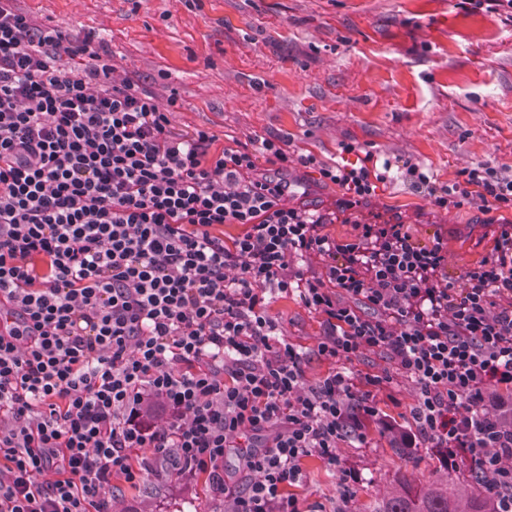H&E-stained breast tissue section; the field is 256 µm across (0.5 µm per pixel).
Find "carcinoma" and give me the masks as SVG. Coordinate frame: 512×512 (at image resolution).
Here are the masks:
<instances>
[{
  "label": "carcinoma",
  "mask_w": 512,
  "mask_h": 512,
  "mask_svg": "<svg viewBox=\"0 0 512 512\" xmlns=\"http://www.w3.org/2000/svg\"><path fill=\"white\" fill-rule=\"evenodd\" d=\"M499 492L471 470L470 479L444 471L422 485L408 481L384 494L370 512H498Z\"/></svg>",
  "instance_id": "carcinoma-1"
}]
</instances>
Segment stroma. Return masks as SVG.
Here are the masks:
<instances>
[{
  "instance_id": "35a3bbf8",
  "label": "stroma",
  "mask_w": 512,
  "mask_h": 512,
  "mask_svg": "<svg viewBox=\"0 0 512 512\" xmlns=\"http://www.w3.org/2000/svg\"><path fill=\"white\" fill-rule=\"evenodd\" d=\"M458 0H15L35 20L71 38L94 34L110 55L114 76L146 86L160 106H172L176 132L208 129L216 148L258 137L288 141L294 154L334 165H360L366 153L419 165L451 184L481 162L512 175V21ZM353 144L350 153L342 144ZM294 207L335 211L343 196L315 170L293 165ZM370 212L400 217L421 240L442 235L448 273L487 258L496 226L512 209L481 223L478 204L441 211L399 178L378 183ZM284 336L306 355L308 383L332 366L318 357L320 319L298 296L275 300ZM411 380L397 378L381 397L379 420L367 422L366 443L341 448L355 472L351 512H364L401 477L435 479L439 451L412 443L398 457L385 426L413 434ZM294 493L315 512H334L338 478L317 456L302 463ZM114 512H224L203 479L147 478L120 488Z\"/></svg>"
}]
</instances>
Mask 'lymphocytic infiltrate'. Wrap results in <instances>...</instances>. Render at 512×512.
<instances>
[{
  "label": "lymphocytic infiltrate",
  "instance_id": "f902f5d3",
  "mask_svg": "<svg viewBox=\"0 0 512 512\" xmlns=\"http://www.w3.org/2000/svg\"><path fill=\"white\" fill-rule=\"evenodd\" d=\"M104 51L0 0V298L15 318L0 334V512H112L115 481L148 476L204 478L226 512H301L288 489L313 454L350 501L339 448L398 374L415 385L417 434L449 469L479 468L512 512V224L452 281L442 236L362 221L390 162L329 166L278 137L215 149L114 80ZM295 163L342 189L349 237L288 206ZM402 177L442 210L512 208V175L487 163L446 185L410 163ZM312 256L318 268L293 267ZM294 293L322 320L318 356L385 353L395 373L308 383L270 313Z\"/></svg>",
  "mask_w": 512,
  "mask_h": 512
}]
</instances>
